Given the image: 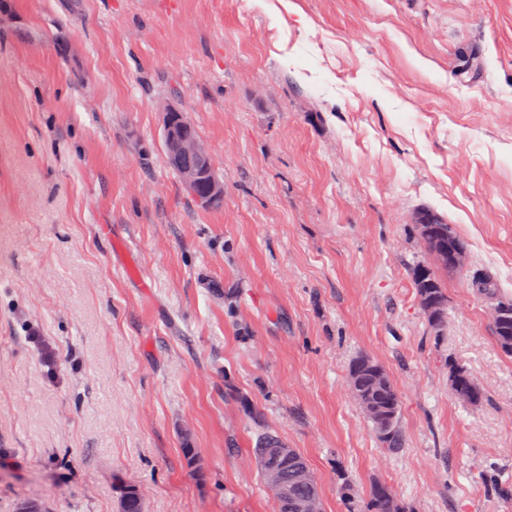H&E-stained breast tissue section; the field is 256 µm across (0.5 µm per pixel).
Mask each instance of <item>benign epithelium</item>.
I'll list each match as a JSON object with an SVG mask.
<instances>
[{
  "mask_svg": "<svg viewBox=\"0 0 512 512\" xmlns=\"http://www.w3.org/2000/svg\"><path fill=\"white\" fill-rule=\"evenodd\" d=\"M162 137L169 166L176 172L184 189L205 208L224 200V181L220 178L207 146L185 121L183 111L166 105L162 110ZM418 237L427 247L433 264L462 270L469 266L470 254L460 238H450L443 228V219L429 211H419L414 218ZM286 455L288 448H263L257 452V465L265 470L268 485L282 504L283 512H313L314 497L303 500L288 498V479L312 488L315 474L305 465H297L290 475L272 469L271 455Z\"/></svg>",
  "mask_w": 512,
  "mask_h": 512,
  "instance_id": "1",
  "label": "benign epithelium"
}]
</instances>
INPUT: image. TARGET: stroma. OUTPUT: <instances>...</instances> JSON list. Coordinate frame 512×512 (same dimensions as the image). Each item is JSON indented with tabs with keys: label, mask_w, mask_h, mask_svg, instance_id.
<instances>
[{
	"label": "stroma",
	"mask_w": 512,
	"mask_h": 512,
	"mask_svg": "<svg viewBox=\"0 0 512 512\" xmlns=\"http://www.w3.org/2000/svg\"><path fill=\"white\" fill-rule=\"evenodd\" d=\"M168 103L220 210L166 161ZM422 209L471 257L439 274L438 336ZM481 273L512 298V0H0V512H121L128 485L147 512H276L264 427L324 512L344 479L409 512H512V356ZM361 355L401 393L398 454L350 394ZM162 137L169 166L194 200L210 208L224 200V181L220 178L207 146L185 121L183 111L174 105L162 110ZM414 286L419 297L420 308L429 328L436 334L443 331L447 323V317L435 321L425 307V301L429 299L437 300L440 304H447L448 295L446 288H443L441 279L437 270L429 264H418L413 272ZM449 381L450 388L456 395L466 401L477 400L474 407L479 406L483 402L485 392L482 385L464 366L451 363L449 365Z\"/></svg>",
	"instance_id": "obj_1"
}]
</instances>
